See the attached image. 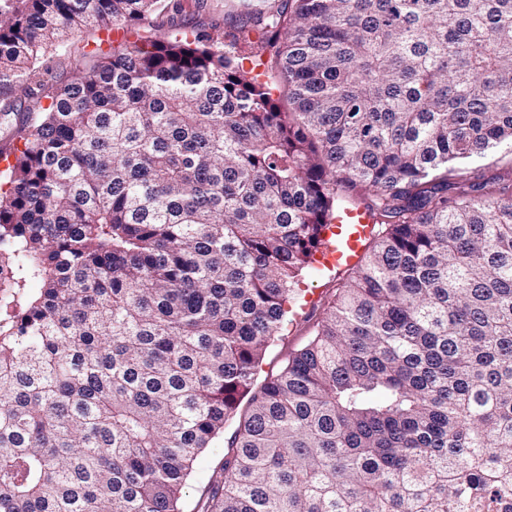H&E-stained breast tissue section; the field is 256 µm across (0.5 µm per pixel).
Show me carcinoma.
I'll use <instances>...</instances> for the list:
<instances>
[{
    "label": "carcinoma",
    "instance_id": "1",
    "mask_svg": "<svg viewBox=\"0 0 512 512\" xmlns=\"http://www.w3.org/2000/svg\"><path fill=\"white\" fill-rule=\"evenodd\" d=\"M182 11L0 0V512H180L230 421L203 512L512 498V179L463 166L512 154V0H259L228 34ZM255 29L277 98L238 61ZM349 193L369 251L259 383ZM99 33L95 27L84 29L78 35L70 37L66 41V49L64 52H57L49 55L42 66L36 69L32 76L33 82L43 84L44 95H51L56 87L65 82L70 75V54L78 53L86 44L88 49L93 48V41L98 37ZM234 429V423L224 428V433L215 438L208 448L199 456L193 472L186 484L181 500L183 512H202L209 476L219 471L224 463V448Z\"/></svg>",
    "mask_w": 512,
    "mask_h": 512
}]
</instances>
